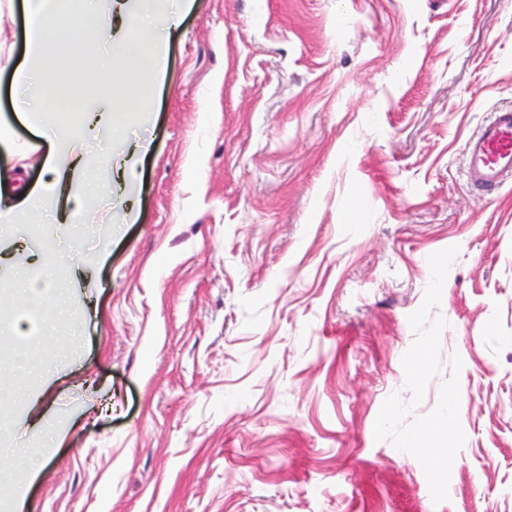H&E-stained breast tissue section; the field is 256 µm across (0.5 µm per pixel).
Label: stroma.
Returning a JSON list of instances; mask_svg holds the SVG:
<instances>
[{"instance_id":"35a3bbf8","label":"stroma","mask_w":512,"mask_h":512,"mask_svg":"<svg viewBox=\"0 0 512 512\" xmlns=\"http://www.w3.org/2000/svg\"><path fill=\"white\" fill-rule=\"evenodd\" d=\"M182 12L146 109L90 24L35 61L56 101L0 149L37 183L43 111L74 129L104 103L152 144L136 221L103 194L75 228L61 198L13 228L0 377L28 357L36 404L0 406V454L46 465L0 512L22 490L25 512H512V180L479 195L463 152L512 106V0ZM24 51L21 0H0V114ZM31 248L82 269L50 345L24 317Z\"/></svg>"}]
</instances>
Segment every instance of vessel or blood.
Listing matches in <instances>:
<instances>
[{
  "mask_svg": "<svg viewBox=\"0 0 512 512\" xmlns=\"http://www.w3.org/2000/svg\"><path fill=\"white\" fill-rule=\"evenodd\" d=\"M471 185L490 196L512 179V106L497 108L464 146Z\"/></svg>",
  "mask_w": 512,
  "mask_h": 512,
  "instance_id": "obj_1",
  "label": "vessel or blood"
}]
</instances>
